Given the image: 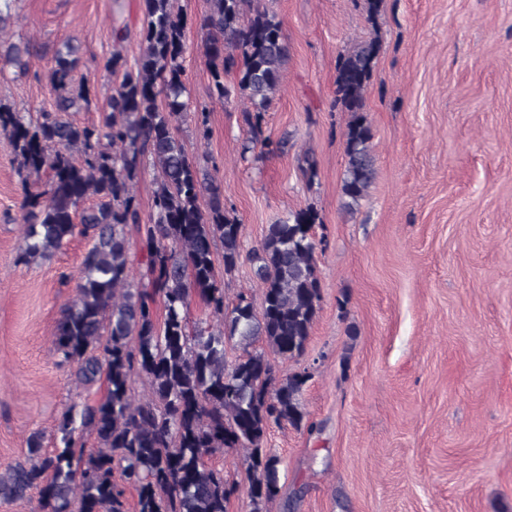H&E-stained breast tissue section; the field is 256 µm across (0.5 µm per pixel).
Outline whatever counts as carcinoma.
I'll return each instance as SVG.
<instances>
[{"mask_svg":"<svg viewBox=\"0 0 512 512\" xmlns=\"http://www.w3.org/2000/svg\"><path fill=\"white\" fill-rule=\"evenodd\" d=\"M207 2L200 29L214 94L226 103L246 101L242 120L250 138L243 152L258 147L281 153L287 142L263 135L264 113L288 57L281 22L261 0ZM140 5L134 65L119 49L127 26L113 30L118 48L106 68L121 81L101 123L79 125L69 117L92 103L90 87L73 81L79 57L70 43L48 72L52 110L32 123L0 104V133L13 143L19 174L48 175L46 188L34 183L22 204L27 228L19 260H47L76 234L88 240L77 294L54 344L62 361L73 365L76 384L106 380L103 398L62 413L61 450L44 453L39 436L31 437L27 454L0 472V499L36 490L43 512H127L128 485L137 492L136 512H226L230 489L206 458L241 449L252 471L251 512H269L279 493L280 458L266 447L267 432L272 424H303L308 381L305 372L278 378L269 355L299 357L311 336L321 300L314 233L320 218L310 207L298 210L244 250L240 224L226 213L219 185L189 159L179 135L190 112L184 16L173 0ZM378 51L376 40L360 44L340 57L336 70V101L350 113L342 184L349 210L375 177L364 91ZM30 55L26 45L5 51L20 73ZM233 70L238 80L230 91L224 74ZM148 161L157 178L145 218L135 187ZM134 236L144 250L149 290L131 275ZM219 244L224 274L234 272L244 255L252 263L262 289L260 310L244 292L232 306L224 304L214 259ZM194 297L212 319L189 322ZM257 341L262 348H253ZM231 343L242 354L229 361ZM136 376L150 386L141 400L133 396ZM88 434L97 447L85 448ZM117 468L121 485L114 480Z\"/></svg>","mask_w":512,"mask_h":512,"instance_id":"obj_1","label":"carcinoma"}]
</instances>
